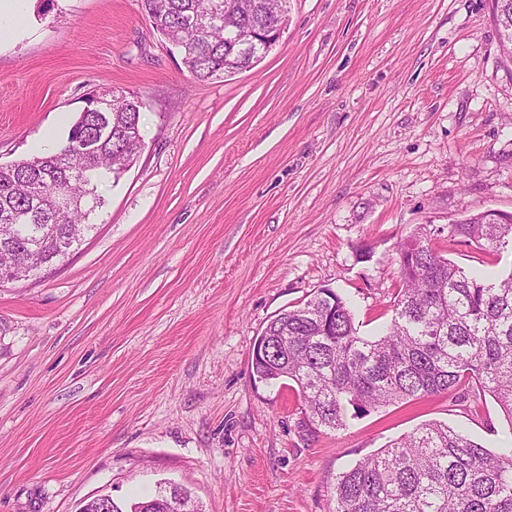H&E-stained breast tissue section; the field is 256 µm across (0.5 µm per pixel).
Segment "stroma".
<instances>
[{"label": "stroma", "mask_w": 512, "mask_h": 512, "mask_svg": "<svg viewBox=\"0 0 512 512\" xmlns=\"http://www.w3.org/2000/svg\"><path fill=\"white\" fill-rule=\"evenodd\" d=\"M0 43V164L67 133L89 94L142 97L144 147L99 187L93 232L0 283V512H77L166 480L203 512H333L340 472L430 421L490 450L512 423L441 393L317 429L294 388L254 381L267 323L322 288L360 335L393 316L417 227L512 213V63L492 0H291L253 69L192 80L140 0H24Z\"/></svg>", "instance_id": "35a3bbf8"}]
</instances>
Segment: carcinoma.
Masks as SVG:
<instances>
[{"instance_id":"obj_1","label":"carcinoma","mask_w":512,"mask_h":512,"mask_svg":"<svg viewBox=\"0 0 512 512\" xmlns=\"http://www.w3.org/2000/svg\"><path fill=\"white\" fill-rule=\"evenodd\" d=\"M290 0H244L253 5L204 29L190 24L210 14L212 0H141L155 29L183 47V64L198 82L224 77V58L237 31L264 27L289 11ZM503 52L512 56V0H493ZM141 96L104 91L86 106L67 138L48 154L0 166V225H17L16 238L0 247H40L51 268L94 229L105 205L97 192L106 178L119 180L138 159ZM103 112L111 133L97 152L83 137L96 136ZM424 226L400 245L416 249L402 262L394 317L382 336L359 335L348 301L322 288L301 306L280 311L258 340L264 353L251 359L254 377L266 384L291 381L319 427L347 426V408L358 417L371 410L454 391L466 398L490 394L512 421V272L490 279L468 272L438 254ZM448 235L478 242L490 252L512 248V222L490 223L481 213L448 226ZM157 495L112 512L151 509ZM335 512H512V445L494 453L447 424L426 423L357 460L333 487Z\"/></svg>"}]
</instances>
